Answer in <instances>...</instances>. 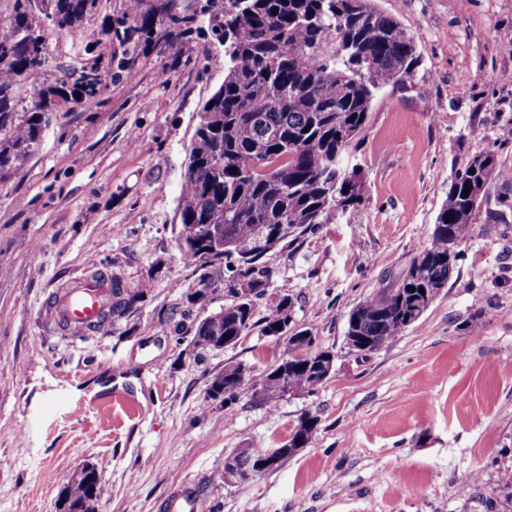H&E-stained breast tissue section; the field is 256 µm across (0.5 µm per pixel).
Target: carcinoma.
I'll list each match as a JSON object with an SVG mask.
<instances>
[{
  "mask_svg": "<svg viewBox=\"0 0 512 512\" xmlns=\"http://www.w3.org/2000/svg\"><path fill=\"white\" fill-rule=\"evenodd\" d=\"M97 3L15 0L13 15L0 24L1 177L38 149L54 112L71 101L90 104L106 89L112 54L38 81L49 53L35 29L75 34L96 15ZM204 29L224 47V81L202 107L179 199L181 255L201 271L199 288L188 295L190 311L204 314L192 340L201 352L236 346L258 323L268 336L284 334L292 303L259 281L269 278V240L286 237L290 247L361 203L362 186L346 171L345 156L366 131L377 92L403 84L419 59L413 38L373 0H136L101 23L106 41L124 52ZM29 79L32 93L20 111L16 90ZM481 209L495 224L512 214V166L492 151L456 171L427 244L393 287L350 310L345 340L360 339L374 353L416 324L413 311L430 306L448 285ZM215 265L224 266L228 293L240 294L211 313L206 270ZM112 295V317L137 309L142 299L115 279ZM259 306L264 316L257 322ZM316 342L310 329L292 333L260 392L240 378L243 364L225 365L211 378L207 398L226 406L247 398L272 408L287 393L314 394L332 372L322 362L332 354ZM319 423L301 415L279 442L280 462L305 447ZM87 480L64 485L58 512H98L107 489L100 483L90 496Z\"/></svg>",
  "mask_w": 512,
  "mask_h": 512,
  "instance_id": "cac0c4a2",
  "label": "carcinoma"
}]
</instances>
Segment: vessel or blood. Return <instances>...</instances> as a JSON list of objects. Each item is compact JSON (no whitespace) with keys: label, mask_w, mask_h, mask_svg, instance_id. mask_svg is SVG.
Listing matches in <instances>:
<instances>
[{"label":"vessel or blood","mask_w":512,"mask_h":512,"mask_svg":"<svg viewBox=\"0 0 512 512\" xmlns=\"http://www.w3.org/2000/svg\"><path fill=\"white\" fill-rule=\"evenodd\" d=\"M112 295V281L103 276L76 279L71 288L59 292L52 301L58 322L71 329L102 332L109 324L104 319ZM201 497L193 486L182 488L166 499L163 512H197Z\"/></svg>","instance_id":"obj_1"}]
</instances>
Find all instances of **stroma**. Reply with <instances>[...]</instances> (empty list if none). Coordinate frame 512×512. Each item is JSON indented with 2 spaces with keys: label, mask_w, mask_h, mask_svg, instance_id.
I'll return each instance as SVG.
<instances>
[{
  "label": "stroma",
  "mask_w": 512,
  "mask_h": 512,
  "mask_svg": "<svg viewBox=\"0 0 512 512\" xmlns=\"http://www.w3.org/2000/svg\"><path fill=\"white\" fill-rule=\"evenodd\" d=\"M414 39L420 63L376 99L346 157L360 169L355 213L270 252L269 289L335 354L314 395L276 408L207 397L240 362L261 381L283 352L253 327L236 347L194 355L183 319L199 278L178 249V200L204 102L224 80L207 36L129 53L103 96L57 113L41 145L0 179V512H58L67 476L99 464L98 512H158L187 482L203 512H512V223L485 213L422 319L362 357L346 315L389 285L426 243L456 169L494 151L512 161V0H374ZM99 0L78 36L52 31L44 79L111 46ZM106 271L143 291L106 332L46 322L55 292ZM312 441L280 467L222 483L226 456L285 438L302 413Z\"/></svg>",
  "instance_id": "1"
}]
</instances>
